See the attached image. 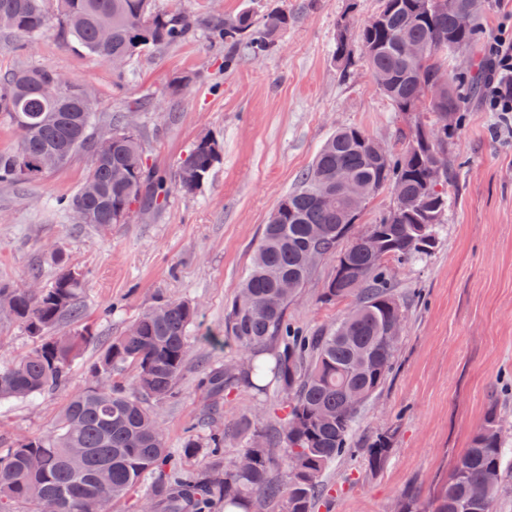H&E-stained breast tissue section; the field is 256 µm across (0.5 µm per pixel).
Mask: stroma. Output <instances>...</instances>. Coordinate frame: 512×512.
<instances>
[{"mask_svg": "<svg viewBox=\"0 0 512 512\" xmlns=\"http://www.w3.org/2000/svg\"><path fill=\"white\" fill-rule=\"evenodd\" d=\"M192 15H232L248 7L287 11L277 49L256 59L242 53L224 66V48L198 35L150 49L123 69L67 44L60 29L36 39L0 30V74L48 66L82 84L91 97L99 134L123 117L138 132L150 164L173 174L202 135L217 137L224 159L193 194L171 191L162 209L135 211L110 233L75 223L60 208L86 175L81 153L35 183L0 184V282L47 286L56 274L51 255L62 249L85 276L83 322L98 335L119 336L150 306L171 299L197 306L188 365L176 399L155 405L171 447L187 432L205 436L213 403L198 379L202 369L244 359L234 343L217 345L224 315L249 269L262 228L296 186L334 131L357 127L394 145L405 117L373 86L364 63L341 75L333 59L336 26L354 11L355 25L381 0H153ZM188 82L169 90L177 77ZM454 178L448 212L431 253L393 264L405 321L396 366L363 407L353 451L325 472L328 498L319 512H396L413 497L429 512L471 437L496 413L505 448L509 489L492 512H512V133L480 101L465 109L448 142ZM335 271L324 261L288 307V320L314 333L343 317L348 302L321 303ZM38 281H31V273ZM98 345L85 347L65 389L0 405V443L49 434L70 393L95 386ZM275 385L259 391L239 383L226 394L221 423L225 458L239 454L254 427L284 417ZM392 435L386 464L370 468L367 445Z\"/></svg>", "mask_w": 512, "mask_h": 512, "instance_id": "1", "label": "stroma"}]
</instances>
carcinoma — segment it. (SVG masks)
Instances as JSON below:
<instances>
[{"label":"carcinoma","mask_w":512,"mask_h":512,"mask_svg":"<svg viewBox=\"0 0 512 512\" xmlns=\"http://www.w3.org/2000/svg\"><path fill=\"white\" fill-rule=\"evenodd\" d=\"M482 0H381L377 24L359 27L357 41L374 86L397 112L414 117L399 134L401 148L378 156L373 138L346 127L321 146L311 166L300 174L296 188L281 199L265 225L251 267L224 316V337L244 351L267 345L271 358H247L246 367L220 364L202 372L200 385L214 397L240 378L257 388L268 376L287 397L288 413L272 431L253 429L243 455L224 461L226 432L211 430L203 439L188 436L183 453L169 448L152 404L174 398L190 352V328L196 306L166 300L145 310L121 336L102 337L83 326L57 336L65 320L83 318L82 274L55 250L56 276L35 291L0 283V308L20 323L36 345L28 353L0 361V404L28 400L56 391L67 383L81 350L101 348L93 366L97 376L127 367L126 384L97 386L72 395L52 431L0 448V512L38 508L54 499L58 512H100L111 501L137 491L134 512H215L243 508L252 512L257 498L267 512H317L325 499V470L352 450L355 420L363 406L384 385L393 368L404 307L394 293L388 263L420 259L435 247L436 231L448 212L450 182L448 140L461 121L462 89L481 92L483 82L473 67H451L459 54L478 40ZM470 14L463 26L461 11ZM12 18L9 31L35 39L54 26L67 41L89 54L125 61L156 46L177 44L197 32L224 44V67L234 65L244 46L260 58L276 47L288 27V12L261 18L250 9L233 16H199L184 24L151 0H56L50 14L47 0H0V15ZM112 29L101 41L102 25ZM350 17L337 22L334 59L342 71L352 65L348 37ZM448 70L445 96L428 95L439 70ZM56 70L44 66L0 74V114L19 138L14 152H0V183L36 182L49 173V153L68 163L77 152L91 154L88 172L67 201L69 212L80 210L85 223L106 231L125 224L133 206L161 205L170 189L193 194L221 163L223 147L210 135L200 137L182 156L173 177L147 164L139 136L116 120L111 141L97 138L93 104L76 82L59 96ZM452 112L448 125L443 114ZM363 186L373 196L385 186L396 191L393 208L378 223L352 236L362 208L354 207L339 181ZM315 254L317 261L309 260ZM332 259L336 272L323 288L326 303L350 302L349 311L330 328L304 336L288 322V305L310 280L320 263ZM293 287L283 293L281 285ZM392 437L379 433L368 443V463L377 469L389 456ZM504 441L495 415L473 437L442 485L433 512H491L503 491ZM83 448L76 458L71 449ZM208 449L205 467L182 465ZM281 461V470L273 469ZM107 464L112 480L101 487L97 469ZM496 474L495 484L487 476ZM475 489L485 491L481 500Z\"/></svg>","instance_id":"carcinoma-1"}]
</instances>
